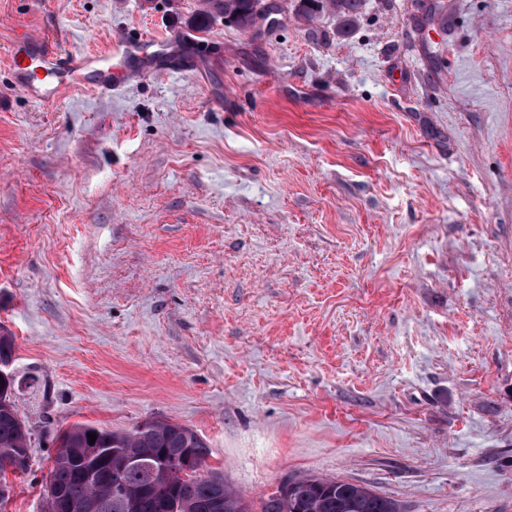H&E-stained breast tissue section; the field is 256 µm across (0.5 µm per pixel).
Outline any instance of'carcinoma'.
<instances>
[{
    "instance_id": "obj_1",
    "label": "carcinoma",
    "mask_w": 512,
    "mask_h": 512,
    "mask_svg": "<svg viewBox=\"0 0 512 512\" xmlns=\"http://www.w3.org/2000/svg\"><path fill=\"white\" fill-rule=\"evenodd\" d=\"M265 12L278 10L271 0H205L203 10L191 20V28L207 31L217 17L248 32L257 25L259 4ZM365 0H297L295 14L306 23L330 12L338 20L337 34L347 36L356 26ZM443 6L432 3L414 17L424 28L441 16ZM14 336L0 330V364L8 366V378L0 379V470L13 472L29 467L31 433L19 417L13 400L15 377L9 366L16 353ZM96 435L95 443L88 434ZM55 443L65 451L53 458L47 484L65 500L78 502L96 496L98 512H252L250 503L216 476H204L210 448L193 429L165 419L146 420L129 432L112 431L77 423L60 431ZM139 455L153 466L132 468L127 460ZM96 460V483L87 470ZM260 512H402L399 500L375 493L365 485L342 479L298 478L289 487L261 500Z\"/></svg>"
}]
</instances>
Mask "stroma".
<instances>
[{
    "instance_id": "obj_1",
    "label": "stroma",
    "mask_w": 512,
    "mask_h": 512,
    "mask_svg": "<svg viewBox=\"0 0 512 512\" xmlns=\"http://www.w3.org/2000/svg\"><path fill=\"white\" fill-rule=\"evenodd\" d=\"M261 35L202 0H0V326L43 512L52 432L150 418L256 502L343 479L404 512H512V0H366ZM184 70L47 107L26 36ZM115 43L120 45L122 55L125 59L135 61V67L138 72L148 73L152 72L151 53H147L144 49L143 43L126 41L124 38L119 37Z\"/></svg>"
}]
</instances>
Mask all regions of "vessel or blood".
Listing matches in <instances>:
<instances>
[{
  "label": "vessel or blood",
  "instance_id": "b4317fda",
  "mask_svg": "<svg viewBox=\"0 0 512 512\" xmlns=\"http://www.w3.org/2000/svg\"><path fill=\"white\" fill-rule=\"evenodd\" d=\"M120 47L123 57L134 61L139 72H151V55L143 44L124 40ZM111 59V51L106 50L68 62L44 39L27 37L12 52V69L16 86L29 98L45 103L75 88L117 89Z\"/></svg>",
  "mask_w": 512,
  "mask_h": 512
}]
</instances>
